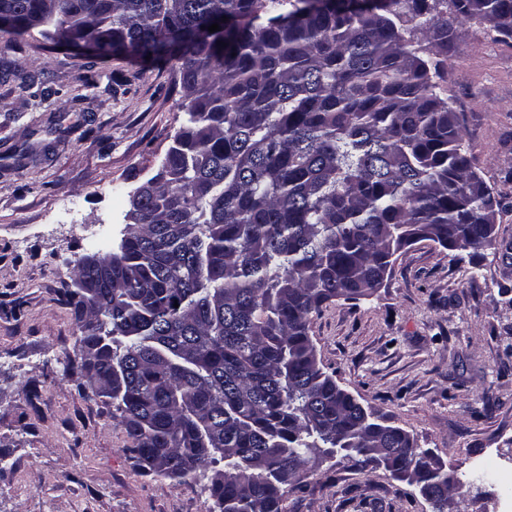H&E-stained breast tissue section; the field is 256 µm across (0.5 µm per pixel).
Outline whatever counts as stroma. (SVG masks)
<instances>
[{
    "label": "stroma",
    "instance_id": "1",
    "mask_svg": "<svg viewBox=\"0 0 512 512\" xmlns=\"http://www.w3.org/2000/svg\"><path fill=\"white\" fill-rule=\"evenodd\" d=\"M28 59L53 94L0 83V512H206L208 477L171 481L129 453L78 367V324L60 300L83 258L118 249L131 196L186 122L173 71L0 32V71ZM442 87L474 169L512 201V40L469 22ZM497 228L499 245L476 253L402 248L373 295L326 304L310 329L340 386L467 484L459 512H512L500 481L512 474L511 209ZM310 487L287 494V512H432L415 486L360 473L341 451Z\"/></svg>",
    "mask_w": 512,
    "mask_h": 512
}]
</instances>
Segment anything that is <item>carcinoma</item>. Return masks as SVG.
I'll return each mask as SVG.
<instances>
[{"label":"carcinoma","instance_id":"1","mask_svg":"<svg viewBox=\"0 0 512 512\" xmlns=\"http://www.w3.org/2000/svg\"><path fill=\"white\" fill-rule=\"evenodd\" d=\"M448 2L440 16L428 0H0L16 34L31 18L99 42L97 59L175 72L186 125L130 200L118 251L96 252L112 286L80 265L62 301L128 451L171 480L211 471L208 512H285L338 450L361 473L411 474L432 512L464 487L404 429L365 421L310 336L313 315L370 295L403 247L495 243L500 194L429 49L448 53L472 20L512 39V0ZM21 67L20 88L52 94Z\"/></svg>","mask_w":512,"mask_h":512}]
</instances>
